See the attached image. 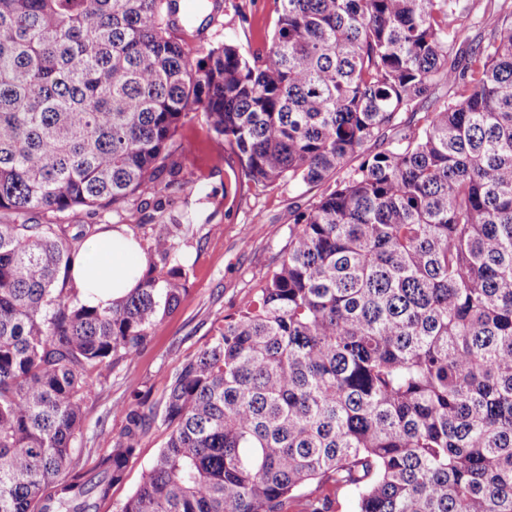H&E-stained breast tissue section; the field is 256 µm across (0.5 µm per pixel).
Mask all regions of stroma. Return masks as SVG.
I'll return each instance as SVG.
<instances>
[{
  "label": "stroma",
  "mask_w": 512,
  "mask_h": 512,
  "mask_svg": "<svg viewBox=\"0 0 512 512\" xmlns=\"http://www.w3.org/2000/svg\"><path fill=\"white\" fill-rule=\"evenodd\" d=\"M212 20L182 27L181 36L200 51L218 43H232L249 52L270 42L279 0H219ZM181 161L189 181L180 198L198 204L209 223L191 225L179 240L186 294L178 308L152 332L148 347L138 356L107 371L104 385L94 387L85 402L83 430L75 447L80 466L91 468L109 449V436L119 434L123 421L119 406L135 393L158 401L185 360L209 339L225 315L252 299L288 243L290 211L306 208L319 188L282 186L261 190L239 181L236 158L224 150L223 140L209 132L201 119L186 120L179 131ZM249 241H242V229ZM167 439L155 424L143 437L123 482L99 512H118L138 488Z\"/></svg>",
  "instance_id": "1"
}]
</instances>
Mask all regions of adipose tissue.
I'll return each mask as SVG.
<instances>
[{
	"mask_svg": "<svg viewBox=\"0 0 512 512\" xmlns=\"http://www.w3.org/2000/svg\"><path fill=\"white\" fill-rule=\"evenodd\" d=\"M146 266L147 257L133 238L104 229L84 242L71 278L83 304L104 309L136 288Z\"/></svg>",
	"mask_w": 512,
	"mask_h": 512,
	"instance_id": "1",
	"label": "adipose tissue"
}]
</instances>
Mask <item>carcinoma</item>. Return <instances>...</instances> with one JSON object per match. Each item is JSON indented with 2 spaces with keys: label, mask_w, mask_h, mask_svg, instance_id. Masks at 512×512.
<instances>
[{
  "label": "carcinoma",
  "mask_w": 512,
  "mask_h": 512,
  "mask_svg": "<svg viewBox=\"0 0 512 512\" xmlns=\"http://www.w3.org/2000/svg\"><path fill=\"white\" fill-rule=\"evenodd\" d=\"M177 0H0V512H512V5L280 0L271 44L198 55ZM256 187L325 186L288 249L91 469L73 449L108 367L185 291L155 225L106 309L70 268L79 209L164 212L190 114ZM354 167H348L353 159ZM167 433L166 427L159 421L153 425L143 437L136 455L131 459L125 479L114 486L111 500L101 504L99 512H117L120 505L135 492L158 452L164 446Z\"/></svg>",
  "instance_id": "cac0c4a2"
}]
</instances>
